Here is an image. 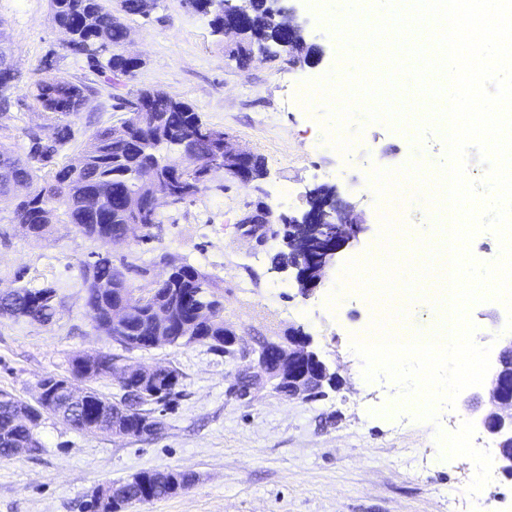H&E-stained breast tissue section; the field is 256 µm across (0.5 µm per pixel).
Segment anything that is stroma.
<instances>
[{
    "label": "stroma",
    "mask_w": 512,
    "mask_h": 512,
    "mask_svg": "<svg viewBox=\"0 0 512 512\" xmlns=\"http://www.w3.org/2000/svg\"><path fill=\"white\" fill-rule=\"evenodd\" d=\"M306 11L319 53L301 69L271 49L239 62L185 0H155L149 16L122 18L129 30L124 48L140 56L141 66L116 86L63 47L50 0H0V24L20 73L17 103L0 116V141L23 149L24 131L37 116L22 100L44 61L53 58L60 73L96 89L72 119L80 133L116 124L124 117L118 98L150 88L189 104L203 123L264 160L263 176L249 183L211 171L194 198L162 210L151 239L137 231L109 247L70 224L33 237L9 223L11 200L0 201L8 232L0 238V291L56 290L50 324L0 316V389L33 400L39 379L67 375L74 357L97 352L117 355L125 365L169 366L180 374L174 404L154 408L162 425L150 436L85 434L44 417L41 454L0 461V512H86L98 486L171 468L193 473V486L135 512H464L461 498L473 471L461 458L436 464L430 438L433 426L448 431L451 417H466L463 403L440 407L437 423L416 420L396 384L364 379V363L351 348L370 318L372 286L410 328L425 326V312L443 301L436 269L394 275L368 263L387 238L396 259H412L435 222L430 99L399 91L398 117L369 123L358 110L351 127L336 130L324 100L302 99L301 91L337 74L348 50L323 0H308ZM319 185L356 203L370 229L304 297L293 272L275 270L281 236L260 244L236 226L262 203L279 214H301L307 193ZM106 252L113 263L148 268L147 277L129 275L137 290L145 279L165 275L160 256L194 265L212 279L240 350L262 339L283 343L303 330L336 372L338 388L313 401L267 388L247 402L230 391L238 360L209 345L122 350L94 328L85 306L84 267Z\"/></svg>",
    "instance_id": "35a3bbf8"
}]
</instances>
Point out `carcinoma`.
<instances>
[{
  "label": "carcinoma",
  "instance_id": "cac0c4a2",
  "mask_svg": "<svg viewBox=\"0 0 512 512\" xmlns=\"http://www.w3.org/2000/svg\"><path fill=\"white\" fill-rule=\"evenodd\" d=\"M104 2L51 0V15L58 28L72 34L68 51L111 81L115 73L130 75L140 64L119 51L128 38V30ZM191 2L196 12L209 18L213 32L223 34L228 20L224 0ZM243 6L254 20L250 37L255 43L283 39L284 33L277 25L278 14L286 8L281 0H245ZM10 51L6 36L0 31L1 83L18 80L4 68ZM91 94L92 90L81 82L56 72H42L29 90L31 109L40 122L26 128L23 152L0 141V194L11 193L15 198L8 223L27 227L35 237L45 235L52 224H71L80 233L109 246L128 221L131 200L146 208L151 220H158L149 209L150 190L140 180L143 171L156 168L179 188L188 171L199 176L218 156L220 131L205 125L187 103L163 91L143 89L131 99H119V108L127 111L126 119L92 131L78 160L59 165L56 157L74 138L70 117L87 107ZM129 271L142 277L148 274V269L132 263L116 266L107 254L85 265L86 306L100 332L126 350L147 351L152 349L151 339L159 321L165 319L178 344L195 341L224 349V305L215 298L210 277L187 263L174 265L169 280L152 283L146 295L139 297L141 304L133 308L127 321L120 327L112 326V299L133 293L126 276ZM48 292L49 297L41 300L40 290L19 288L4 300L3 312L48 324L55 311V291L50 287ZM95 358L97 367L85 375L90 401L72 423L74 429L87 434L93 433L89 424L94 406L112 402L94 383L109 378L121 389L129 388L117 356L99 353ZM176 395L173 386L158 400L143 399L126 408L125 421L132 435L153 434L140 427V421L150 415L145 406L159 402L166 406ZM21 404L23 401L11 392L0 390V452L14 447L19 439L33 440V427L15 422V409ZM140 476V482L123 487L120 502L127 508L175 495L194 483L191 474L177 469L144 470Z\"/></svg>",
  "mask_w": 512,
  "mask_h": 512
}]
</instances>
